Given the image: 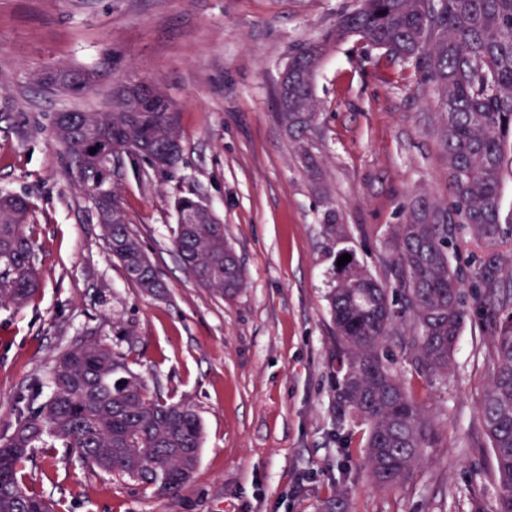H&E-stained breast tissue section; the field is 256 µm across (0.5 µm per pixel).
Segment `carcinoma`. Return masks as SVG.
<instances>
[{
    "instance_id": "1",
    "label": "carcinoma",
    "mask_w": 512,
    "mask_h": 512,
    "mask_svg": "<svg viewBox=\"0 0 512 512\" xmlns=\"http://www.w3.org/2000/svg\"><path fill=\"white\" fill-rule=\"evenodd\" d=\"M355 37L366 51H384L403 68H413L433 88L442 117L451 202L419 195L405 208L387 266L395 289L375 278L344 246L349 229L325 202L322 233L325 259L337 278L327 295L336 328V423L346 447V428H364L370 478L395 489L411 477L440 433L392 368L384 345L398 321L411 317L414 333L405 343L416 368L448 372L466 320L492 323L493 368L480 401L482 429L492 450L498 483L496 512H512V281L504 275L498 247L503 227L502 181L512 153V0H361L339 17L321 39L306 43L288 60L281 79L276 119L302 151L305 170L318 166L305 145L315 130L314 95L318 67L333 44ZM157 108L138 111L136 99L112 93L102 112H57L52 136L69 153L80 184L97 207L107 250L126 278L147 293L162 287L154 266L129 228L116 192L100 198L110 169L98 168L93 144L77 135L94 120L112 155H133L169 171L181 160L178 112L154 90ZM173 245L196 283L232 297L245 284L244 270L224 236V224L201 200L175 201ZM33 203L0 194V301L20 306L36 292L34 245L26 234ZM466 226L487 255L471 273L476 303L470 306L454 263L455 225ZM351 260L337 266L343 254ZM61 443L84 465L126 476L168 500L179 497L196 471L202 427L195 411L154 393L108 345L84 339L57 358L50 395L31 398L16 410L12 431L0 436V512H60L59 504L29 489L23 466L33 449ZM319 512H349L341 491Z\"/></svg>"
}]
</instances>
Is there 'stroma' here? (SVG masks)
Segmentation results:
<instances>
[{
  "label": "stroma",
  "mask_w": 512,
  "mask_h": 512,
  "mask_svg": "<svg viewBox=\"0 0 512 512\" xmlns=\"http://www.w3.org/2000/svg\"><path fill=\"white\" fill-rule=\"evenodd\" d=\"M359 0H0V193L30 198L40 290L0 303V434L31 395L48 393L58 356L91 337L126 358L150 390L192 407L199 464L171 501L129 478L88 468L66 449H36L30 489L63 512H317L346 492L350 512H496L494 461L479 404L492 371V325L466 322L448 372L421 374L401 340L388 346L407 391L438 423L412 478L381 490L362 431L336 441L337 338L326 293L321 212L331 201L357 259L378 279L391 238L420 192L447 196L437 98L413 70L349 40L315 78L321 103L310 176L277 121L275 89L289 56ZM92 71L91 89L46 87L39 70ZM136 74L179 111L182 158L161 173L122 159L112 179L163 283L144 293L109 256L92 200L55 113L98 112ZM194 196L224 225L245 272L232 298L199 286L173 247L174 200Z\"/></svg>",
  "instance_id": "35a3bbf8"
}]
</instances>
